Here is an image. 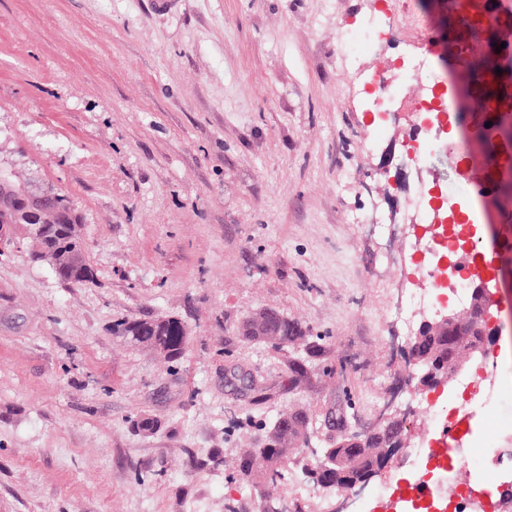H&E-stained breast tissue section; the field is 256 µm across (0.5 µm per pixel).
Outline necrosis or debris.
Returning <instances> with one entry per match:
<instances>
[{
	"instance_id": "1",
	"label": "necrosis or debris",
	"mask_w": 512,
	"mask_h": 512,
	"mask_svg": "<svg viewBox=\"0 0 512 512\" xmlns=\"http://www.w3.org/2000/svg\"><path fill=\"white\" fill-rule=\"evenodd\" d=\"M383 21L370 15L354 29L340 34L338 56L342 67L354 68L361 52L376 50L383 38ZM433 65L421 51L402 63L397 82H387L378 71L361 73L353 92H368L380 124H387L396 107L405 99L406 90L414 79L428 81L431 97L416 102L413 107L414 125L422 137L417 155L427 160L437 151L446 149L462 155L467 143L448 135V125L455 118L457 107L454 94L446 83L434 80ZM467 179L456 182L455 189L446 190V205L436 207L427 192L411 199L416 213L414 223L405 225L401 254L384 253L388 266L403 265L406 257L416 262V276L424 280L421 288H410L406 299L395 307L393 317L407 334H414L423 314L437 311L451 303L462 305L470 300L472 279L482 277L484 266L478 262L481 240L478 236L480 216L476 207H463ZM468 261H461V254ZM457 386L458 397L434 399L431 404L430 426L413 441L408 457L412 466L409 477L393 485H385L364 498L358 512H494L493 501L471 491L454 493V469L462 466L472 470L512 468V448L497 450L493 432H473V406H486L498 395V386L490 369L470 370L463 374ZM456 432L455 449L445 454L442 439Z\"/></svg>"
}]
</instances>
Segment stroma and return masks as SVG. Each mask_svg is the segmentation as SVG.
<instances>
[{
	"mask_svg": "<svg viewBox=\"0 0 512 512\" xmlns=\"http://www.w3.org/2000/svg\"><path fill=\"white\" fill-rule=\"evenodd\" d=\"M372 14L391 32L365 69L395 82L421 48L457 72L447 0H0V170L66 196L94 273L0 255V512H319L239 461L289 411L319 448L374 426L411 371L389 317L409 276L375 268L383 244L350 217L409 223L461 167L406 164L407 106L374 139L337 57ZM263 309L301 339L242 336ZM161 316L189 330L178 365L112 334ZM495 359L493 426L512 421V333Z\"/></svg>",
	"mask_w": 512,
	"mask_h": 512,
	"instance_id": "1",
	"label": "stroma"
}]
</instances>
